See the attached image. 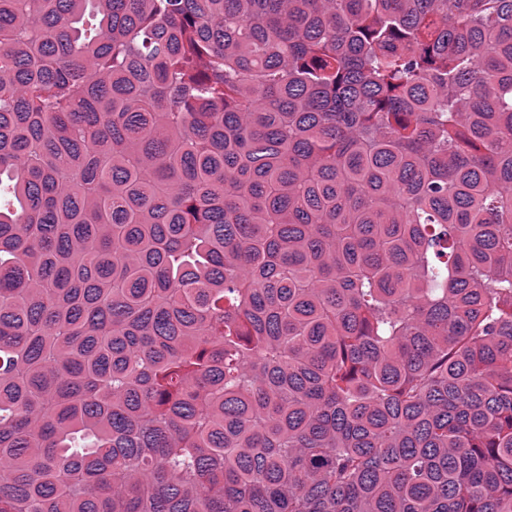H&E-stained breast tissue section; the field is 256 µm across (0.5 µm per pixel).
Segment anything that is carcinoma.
<instances>
[{
  "label": "carcinoma",
  "mask_w": 512,
  "mask_h": 512,
  "mask_svg": "<svg viewBox=\"0 0 512 512\" xmlns=\"http://www.w3.org/2000/svg\"><path fill=\"white\" fill-rule=\"evenodd\" d=\"M0 512H512V0H0Z\"/></svg>",
  "instance_id": "cac0c4a2"
}]
</instances>
